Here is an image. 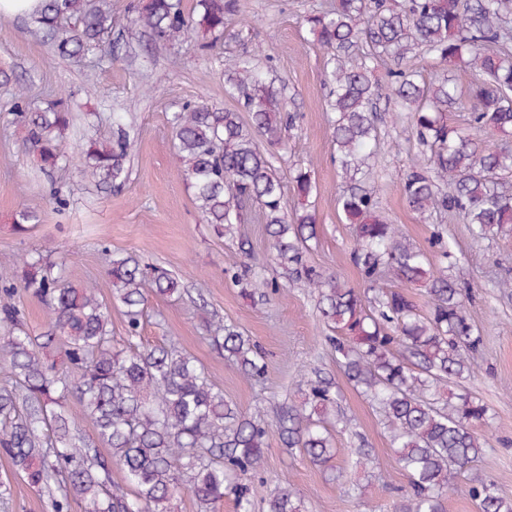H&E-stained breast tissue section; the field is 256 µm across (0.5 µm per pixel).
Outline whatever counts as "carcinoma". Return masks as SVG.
I'll return each instance as SVG.
<instances>
[{
    "label": "carcinoma",
    "instance_id": "1",
    "mask_svg": "<svg viewBox=\"0 0 512 512\" xmlns=\"http://www.w3.org/2000/svg\"><path fill=\"white\" fill-rule=\"evenodd\" d=\"M238 13V0H143L130 23L166 44L201 33L214 44ZM330 67L336 162L344 175L338 206L352 224V261L363 288H354L308 264L316 238V213L285 206V179L307 198L310 170L279 172L267 147L283 143L294 117L283 116L285 84L276 83L248 56L224 59L229 93L239 109L188 102L173 113L174 149L203 220L232 237L244 223V206H256L271 241L272 261L289 281H302L318 295L329 342L347 381L374 406L394 448L409 490L395 512H444L456 478L487 444L479 428L489 408L472 393L451 386L469 373L482 345L465 306L471 286L434 267L428 252L409 244L390 224L366 186L370 161L379 154L380 101L410 113L422 159L407 171L402 193L426 221L442 211L458 214L477 240L512 237V190L500 181L512 169V0H334L331 9L306 16ZM32 24L53 51L81 61L112 53L109 37L123 25L109 0H41ZM469 68L475 73L469 129L449 119L461 98L447 76L424 83L413 71L417 55ZM389 60L384 85L372 81L374 63ZM0 94L10 97L24 122L25 148L45 172L69 157L82 177L116 188L128 179L134 148L131 125L112 114L106 139L72 141L77 117L60 93L46 109L33 111L26 88L0 71ZM248 113L244 121L242 113ZM38 221L22 207L14 224L23 231ZM446 263L454 253L440 233L429 241ZM14 274L0 282V359L12 385L0 388V452L14 473L38 491L52 492V512H171L189 493L198 512H214L224 496L236 512H253L247 477L263 467L271 428L261 411L243 412L224 398L210 375L174 344L144 348L140 335L151 296L178 292L166 271L145 265L133 253L112 258L106 274L113 300L123 308L127 338L114 344L110 307L96 285L67 282L65 264L39 253L13 259ZM396 281L382 287L383 275ZM224 277L265 297L282 289L256 272L233 268ZM419 285L429 297L420 314L406 289ZM24 289L47 306L46 330L31 335L14 295ZM209 339L224 360L248 379L266 374L264 355L232 323H210ZM92 422L94 435L72 425L68 403ZM343 419L331 380L316 376L299 384L276 421L282 444L315 466L338 455L332 424ZM110 449L104 455L99 444ZM124 472L131 490L112 478ZM479 512H512L491 479L467 489ZM263 512H308L291 481L265 500Z\"/></svg>",
    "mask_w": 512,
    "mask_h": 512
}]
</instances>
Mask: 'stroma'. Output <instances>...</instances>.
I'll return each instance as SVG.
<instances>
[{
    "label": "stroma",
    "instance_id": "obj_1",
    "mask_svg": "<svg viewBox=\"0 0 512 512\" xmlns=\"http://www.w3.org/2000/svg\"><path fill=\"white\" fill-rule=\"evenodd\" d=\"M333 0H238L248 28L242 36L225 37L214 50L203 52L196 41L176 45L148 43L135 26L114 32L113 57L77 64L56 56L28 16L0 18V68L14 72L28 86L32 107H45L51 95L69 94L79 112H97L99 137H108L112 113H123L136 136L125 184L103 191L84 181L75 160L51 173L41 172L23 146L24 129L9 97L0 95V279L11 276V255L51 251L65 262L67 278L79 285L95 282L109 303L112 334L125 340L126 323L113 303L106 275L108 254L133 253L175 275L183 291L178 296L150 297L140 329L141 343H176L209 372L226 399L242 411H262L275 420L301 379L332 378L348 430L335 432L341 452L331 468L312 465L271 436L263 470L248 484L255 503H262L283 478H290L310 512H393L408 488L378 415L348 383L320 317L317 298L302 283L285 284L280 294L261 299L224 278L229 267L252 270L268 266L270 242L258 209L248 211L235 238L217 236L197 211L174 155L169 119L187 102L203 101L233 109L235 98L225 91L224 60L248 55L285 85L284 111L296 114V124L274 150L281 169L308 168L315 184L310 197L318 223L308 261L318 271L334 274L349 285L360 282L351 260V228L336 201L341 171L334 159L328 111L329 69L326 57L304 26L305 15L326 9ZM381 152L369 185L382 215L400 225L409 241L428 248L433 232L452 245L457 262L451 274L471 284L466 308L483 337L471 360L464 388L490 406L491 437L483 454L458 479L460 491L449 495L445 512H476L465 488L481 479L494 480L500 493L512 499V297L495 288L512 277V238L475 242L462 218L442 215L421 223L401 191V179L418 159L420 147L407 113L390 112L380 126ZM68 201L58 212L54 195ZM37 211L39 221L29 231L16 232L15 210ZM237 325L261 347L267 362L264 380H246L224 359L206 332L210 320ZM369 448L372 471L354 470L349 448ZM343 469V479L333 476ZM0 479L10 480L12 492L0 497V512H50L48 494L13 476L10 460L0 453Z\"/></svg>",
    "mask_w": 512,
    "mask_h": 512
}]
</instances>
